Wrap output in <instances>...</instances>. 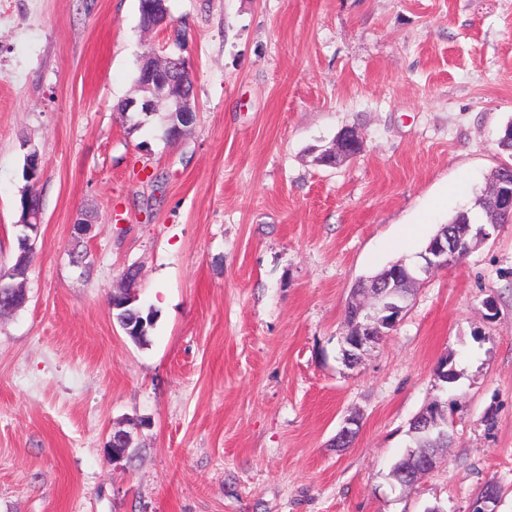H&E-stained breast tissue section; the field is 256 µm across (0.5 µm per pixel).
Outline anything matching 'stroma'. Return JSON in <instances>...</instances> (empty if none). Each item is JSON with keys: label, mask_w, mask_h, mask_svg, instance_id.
Segmentation results:
<instances>
[{"label": "stroma", "mask_w": 512, "mask_h": 512, "mask_svg": "<svg viewBox=\"0 0 512 512\" xmlns=\"http://www.w3.org/2000/svg\"><path fill=\"white\" fill-rule=\"evenodd\" d=\"M138 5L0 0L2 270L24 145L44 162L28 302L0 317V512H469L489 482L512 512V224L421 278L355 367L339 347L351 286L512 160V0H168L197 100L170 143L162 116L117 109L168 42ZM346 126L363 151L318 164ZM131 265L158 312L143 346L109 305ZM434 399L443 462L402 488L390 467Z\"/></svg>", "instance_id": "35a3bbf8"}]
</instances>
